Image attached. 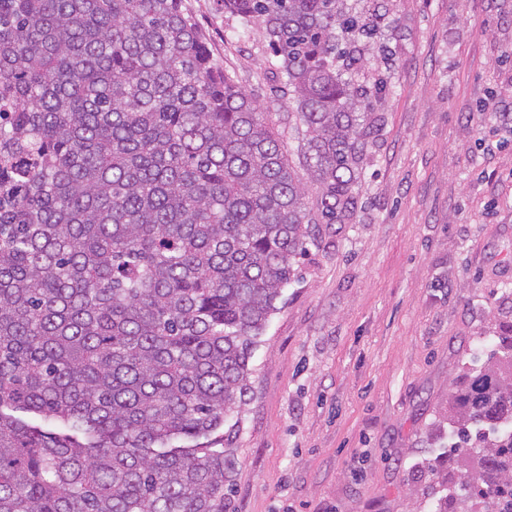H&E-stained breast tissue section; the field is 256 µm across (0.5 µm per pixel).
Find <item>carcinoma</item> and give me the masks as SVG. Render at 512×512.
<instances>
[{"label": "carcinoma", "mask_w": 512, "mask_h": 512, "mask_svg": "<svg viewBox=\"0 0 512 512\" xmlns=\"http://www.w3.org/2000/svg\"><path fill=\"white\" fill-rule=\"evenodd\" d=\"M222 2L274 52L297 165L182 0H0V512H224V417L316 225L355 211L342 42L372 29ZM449 413L436 512H512V332Z\"/></svg>", "instance_id": "carcinoma-1"}]
</instances>
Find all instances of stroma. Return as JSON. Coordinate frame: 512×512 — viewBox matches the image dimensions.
Segmentation results:
<instances>
[{"instance_id":"35a3bbf8","label":"stroma","mask_w":512,"mask_h":512,"mask_svg":"<svg viewBox=\"0 0 512 512\" xmlns=\"http://www.w3.org/2000/svg\"><path fill=\"white\" fill-rule=\"evenodd\" d=\"M347 3L378 18L355 79L388 90L361 115L352 219L320 225L225 418V512H433L452 383L512 327V0ZM182 8L295 150L258 27Z\"/></svg>"}]
</instances>
